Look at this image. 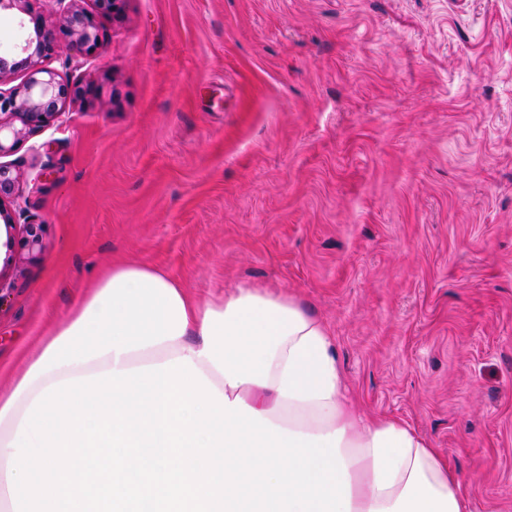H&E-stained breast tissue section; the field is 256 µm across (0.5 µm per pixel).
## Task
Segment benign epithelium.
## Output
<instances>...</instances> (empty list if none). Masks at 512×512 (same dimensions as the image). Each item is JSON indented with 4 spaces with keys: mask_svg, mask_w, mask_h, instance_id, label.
I'll list each match as a JSON object with an SVG mask.
<instances>
[{
    "mask_svg": "<svg viewBox=\"0 0 512 512\" xmlns=\"http://www.w3.org/2000/svg\"><path fill=\"white\" fill-rule=\"evenodd\" d=\"M42 0H0V11L16 9L29 16L33 27L28 29L21 54L0 51V158L19 147L30 133L54 122L65 112L67 104L95 93L96 88L72 82L67 76L43 66L45 59L57 53L59 36L69 41L78 53L92 56L101 46L97 14L122 15L125 0H91L95 11L79 5L80 0H49L58 16L59 30L47 28L41 21ZM25 73V80L10 87L13 75ZM19 173L12 165L0 162V220L7 234L20 228L29 251L41 249L40 225L30 219L18 225L10 206Z\"/></svg>",
    "mask_w": 512,
    "mask_h": 512,
    "instance_id": "obj_1",
    "label": "benign epithelium"
}]
</instances>
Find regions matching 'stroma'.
<instances>
[{
  "mask_svg": "<svg viewBox=\"0 0 512 512\" xmlns=\"http://www.w3.org/2000/svg\"><path fill=\"white\" fill-rule=\"evenodd\" d=\"M9 156L0 390L117 262L278 288L361 409L512 512V0H127ZM18 179L19 173L12 165L0 162V220L3 221L9 236L19 226V229H22V234H24L28 250L33 252L41 249V224H36L33 219L28 220L29 216L25 224H16L11 214L10 206L13 202L12 196Z\"/></svg>",
  "mask_w": 512,
  "mask_h": 512,
  "instance_id": "obj_1",
  "label": "stroma"
}]
</instances>
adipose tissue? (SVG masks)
<instances>
[{"mask_svg": "<svg viewBox=\"0 0 512 512\" xmlns=\"http://www.w3.org/2000/svg\"><path fill=\"white\" fill-rule=\"evenodd\" d=\"M0 512H471L345 384L328 326L242 282L200 301L118 263L0 392Z\"/></svg>", "mask_w": 512, "mask_h": 512, "instance_id": "1", "label": "adipose tissue"}]
</instances>
